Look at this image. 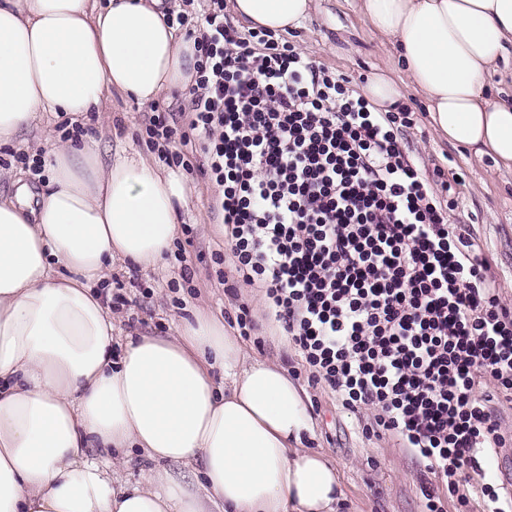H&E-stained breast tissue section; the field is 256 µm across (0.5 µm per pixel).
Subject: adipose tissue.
Segmentation results:
<instances>
[{"label":"adipose tissue","instance_id":"ef3b65f1","mask_svg":"<svg viewBox=\"0 0 512 512\" xmlns=\"http://www.w3.org/2000/svg\"><path fill=\"white\" fill-rule=\"evenodd\" d=\"M182 7L0 0V146L48 113H101L114 93L148 107L191 85L194 43L167 21ZM230 7L249 28L278 33L298 26L313 0ZM357 8L406 80L373 75L367 98L389 112L414 92L441 138L512 172V99L488 81L512 58V0ZM34 147L46 184L18 179L0 195V512H338L335 463L301 445L313 429L307 393L250 355L221 317L200 310L174 334L113 345L100 284L129 263L162 267L193 193L184 174L123 138L106 159L95 141L76 146L49 131ZM135 449L151 467L120 483L116 467Z\"/></svg>","mask_w":512,"mask_h":512}]
</instances>
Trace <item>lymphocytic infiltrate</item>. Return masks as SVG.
<instances>
[{"label":"lymphocytic infiltrate","mask_w":512,"mask_h":512,"mask_svg":"<svg viewBox=\"0 0 512 512\" xmlns=\"http://www.w3.org/2000/svg\"><path fill=\"white\" fill-rule=\"evenodd\" d=\"M204 7L189 128L157 114L146 132L171 167L200 133L234 262L221 285L261 289L309 384L424 462V512H512L487 464L508 443L492 400L512 398V306L404 149L407 113Z\"/></svg>","instance_id":"obj_1"}]
</instances>
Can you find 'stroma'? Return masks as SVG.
<instances>
[{
    "mask_svg": "<svg viewBox=\"0 0 512 512\" xmlns=\"http://www.w3.org/2000/svg\"><path fill=\"white\" fill-rule=\"evenodd\" d=\"M281 38L348 78L351 88L360 93L374 73L393 65L392 47L372 31L355 0H316L310 15L282 32ZM107 110V120L89 119L82 125L85 136L98 141L101 154L111 153L116 129L128 134L135 149L151 151L145 132L149 110L119 94L110 99ZM406 110L410 123L402 133L409 156L427 179L440 174L450 182L448 197L455 203L450 222L467 225L506 301L512 303V174L498 171L491 158L476 159L438 136L422 98L409 95ZM186 177L194 192L164 268L123 270L106 283L110 294H122L127 300L119 309L127 328L166 335L172 333L177 317L189 316L195 309L233 318L245 307L257 324L254 335L245 340L250 352L286 364L295 352L282 330L264 320L261 291L245 286L230 295L218 282L221 273L231 270L232 260L223 238L213 231L217 218L210 203L215 185L195 170L187 171ZM297 382L306 388L314 418V428L303 434L302 445L327 452L339 467L344 490L340 512H420L423 464L397 448L390 436H366V415L342 409L327 390L309 386L306 376H298Z\"/></svg>",
    "mask_w": 512,
    "mask_h": 512,
    "instance_id": "stroma-1",
    "label": "stroma"
}]
</instances>
